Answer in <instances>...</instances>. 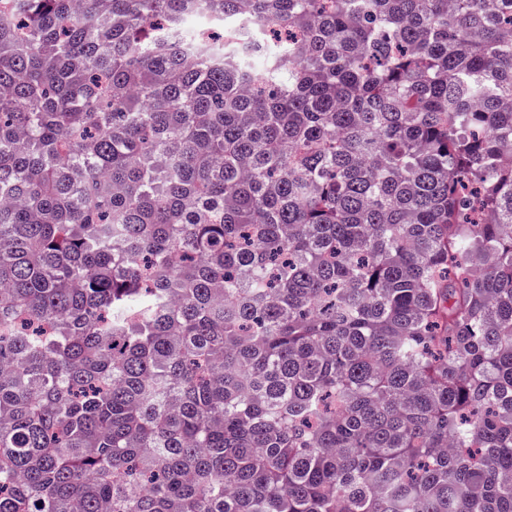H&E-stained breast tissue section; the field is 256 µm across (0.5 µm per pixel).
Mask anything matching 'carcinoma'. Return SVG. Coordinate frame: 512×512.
Segmentation results:
<instances>
[{
	"mask_svg": "<svg viewBox=\"0 0 512 512\" xmlns=\"http://www.w3.org/2000/svg\"><path fill=\"white\" fill-rule=\"evenodd\" d=\"M11 2L0 512H512V0Z\"/></svg>",
	"mask_w": 512,
	"mask_h": 512,
	"instance_id": "obj_1",
	"label": "carcinoma"
}]
</instances>
